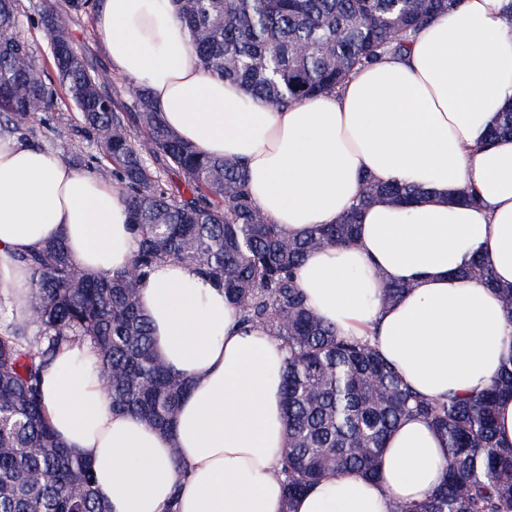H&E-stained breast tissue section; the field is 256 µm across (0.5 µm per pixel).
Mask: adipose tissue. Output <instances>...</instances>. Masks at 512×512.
<instances>
[{
    "mask_svg": "<svg viewBox=\"0 0 512 512\" xmlns=\"http://www.w3.org/2000/svg\"><path fill=\"white\" fill-rule=\"evenodd\" d=\"M512 0H463L430 21L400 56L357 70L336 92L273 109L206 75L169 0H100L94 24L114 71L148 87L165 123L203 155L239 160L264 214L290 235L333 224L364 178L415 186L410 206L363 209L354 244L310 253L297 280L314 312L345 337H369L430 399L488 386L512 358V320L498 294L458 271L481 256L512 286V140L482 143L512 102ZM477 194V205L465 203ZM64 239L83 270H123L136 248L112 184L57 153L0 141V303L29 317L20 255ZM408 282L397 302L385 284ZM154 349L190 382L163 432L112 412L89 343L62 350L42 380L58 438L89 459L106 512H283L275 475L286 452V350L246 327L223 291L175 263L139 284ZM447 449L426 422L390 437L379 476L332 474L293 512H391L428 498Z\"/></svg>",
    "mask_w": 512,
    "mask_h": 512,
    "instance_id": "1",
    "label": "adipose tissue"
}]
</instances>
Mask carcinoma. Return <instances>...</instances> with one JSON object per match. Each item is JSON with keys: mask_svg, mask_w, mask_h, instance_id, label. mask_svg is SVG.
<instances>
[{"mask_svg": "<svg viewBox=\"0 0 512 512\" xmlns=\"http://www.w3.org/2000/svg\"><path fill=\"white\" fill-rule=\"evenodd\" d=\"M210 77L240 84L273 109L333 92L356 70L401 55L420 29L462 0H172ZM97 0H39L33 22L50 40L59 91L19 37L0 43V137L10 138L63 96L99 155L88 173L115 187L130 212L136 251L129 270L80 269L55 238L21 257L30 272V318L0 328V512H104L88 459L56 437L45 415L43 374L59 352L89 341L102 356L114 413L168 429L189 381L157 356L138 283L161 262H177L224 290L244 325L270 328L287 350L282 390L287 451L276 476L294 498L323 477H379L387 441L406 419L425 421L448 450L441 485L423 502L391 512H512V444L495 433V407L512 398V359L485 390L429 399L367 339L338 335L309 307L296 270L312 251L355 241L362 209L410 203L418 190L367 178L351 211L299 237L284 235L251 197L241 163L200 154L163 121L149 89H109L116 78L89 66L71 36ZM20 0H0V29L16 32ZM303 46L302 54L296 48ZM512 137V106L487 141ZM176 172L185 190L168 188ZM496 286L483 261L462 271ZM411 289L388 284L382 303ZM78 478L82 496L65 486Z\"/></svg>", "mask_w": 512, "mask_h": 512, "instance_id": "carcinoma-1", "label": "carcinoma"}]
</instances>
